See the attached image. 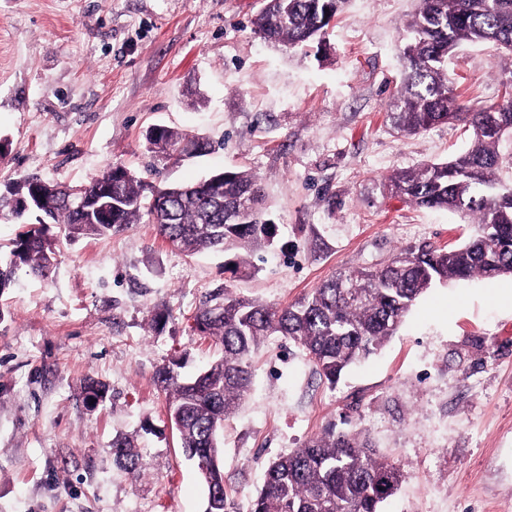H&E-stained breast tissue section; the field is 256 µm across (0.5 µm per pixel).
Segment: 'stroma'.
Instances as JSON below:
<instances>
[{
	"instance_id": "35a3bbf8",
	"label": "stroma",
	"mask_w": 512,
	"mask_h": 512,
	"mask_svg": "<svg viewBox=\"0 0 512 512\" xmlns=\"http://www.w3.org/2000/svg\"><path fill=\"white\" fill-rule=\"evenodd\" d=\"M257 0H0V196L22 178L79 187L121 163L143 178L202 179L246 167L259 178L265 247L187 255L153 225L70 237L51 226L48 277L17 270L0 291V512H204L157 388L181 357L218 355L193 329L206 297L230 289L283 308L340 271L424 242L474 232L459 213L392 196L393 171L464 152L463 124L417 136L386 118L415 0H349L325 45L294 54L266 43ZM462 99L502 102L490 44L448 59ZM197 131L204 156L166 160L150 128ZM167 313L163 330L152 311ZM243 406L220 437L224 485L250 512L269 464L312 437L358 431L400 467L381 512H512V275L425 292L385 346L329 386L308 355L266 337ZM108 387L82 399L86 378ZM135 439L143 477L112 455Z\"/></svg>"
}]
</instances>
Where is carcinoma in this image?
<instances>
[{
	"instance_id": "carcinoma-1",
	"label": "carcinoma",
	"mask_w": 512,
	"mask_h": 512,
	"mask_svg": "<svg viewBox=\"0 0 512 512\" xmlns=\"http://www.w3.org/2000/svg\"><path fill=\"white\" fill-rule=\"evenodd\" d=\"M348 0H263L252 24L267 42L288 49L322 43V35ZM492 43L512 60V0H418L405 23L401 56L404 77L389 103L394 129L417 135L460 122L472 129L470 147L457 158L397 170L389 193L421 208H445L472 217L474 234L463 244L430 243L406 248L380 266L344 271L282 309L224 290L222 308L206 305L194 316L198 332L215 339L222 355L196 376L183 380L177 360L156 372L167 397V415L185 455L206 467L205 512H232L224 488L220 433L247 397L251 357L262 340L279 334L304 349L316 373L333 386L352 365L395 335L417 299L437 283L512 275V95L503 103L469 108L458 100L448 56L464 43ZM148 142L171 157L193 136L154 127ZM195 144V143H193ZM195 147L208 152L209 139ZM213 188L202 181L148 187L122 164L113 163L83 185L80 204L71 188L26 177L13 189L33 203L31 216L15 208L1 213L36 228L14 240L9 263L0 266V290L25 267L48 276L54 243L47 225L69 236L121 233L148 217L157 235L187 254L226 251L261 243L263 196L257 175L237 168L219 172ZM83 399L100 403L106 386L88 378ZM112 455L128 472H139L134 441L118 437ZM402 474L397 465L357 433L330 430L273 461L251 512H380Z\"/></svg>"
}]
</instances>
